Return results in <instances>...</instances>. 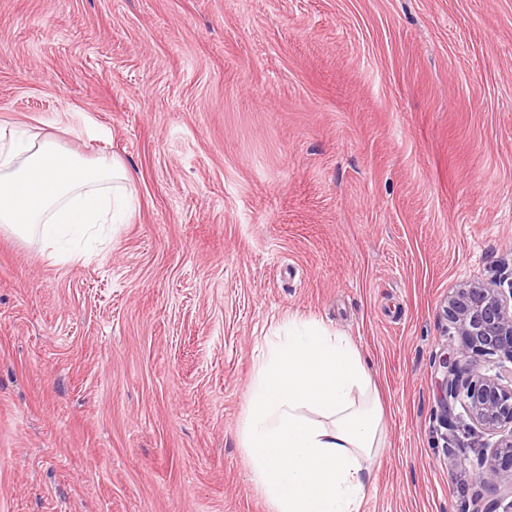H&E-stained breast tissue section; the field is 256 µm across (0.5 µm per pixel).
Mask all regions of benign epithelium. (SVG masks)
<instances>
[{
    "mask_svg": "<svg viewBox=\"0 0 512 512\" xmlns=\"http://www.w3.org/2000/svg\"><path fill=\"white\" fill-rule=\"evenodd\" d=\"M448 351L439 361V409L446 428L456 419V405L487 432L505 437L478 455L477 480L494 498L480 500L478 512H494L512 496V381L483 372L494 358L512 362V283L509 288L469 282L448 295ZM471 375L463 378L462 371Z\"/></svg>",
    "mask_w": 512,
    "mask_h": 512,
    "instance_id": "7a95c632",
    "label": "benign epithelium"
}]
</instances>
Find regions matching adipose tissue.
<instances>
[{
    "label": "adipose tissue",
    "mask_w": 512,
    "mask_h": 512,
    "mask_svg": "<svg viewBox=\"0 0 512 512\" xmlns=\"http://www.w3.org/2000/svg\"><path fill=\"white\" fill-rule=\"evenodd\" d=\"M131 184L117 160L89 163L50 137H11L0 145V228L71 259L75 232L123 222ZM382 434L367 365L348 338L311 322L267 337L243 444L273 512H359L363 464Z\"/></svg>",
    "instance_id": "1"
}]
</instances>
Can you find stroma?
I'll return each mask as SVG.
<instances>
[{
  "mask_svg": "<svg viewBox=\"0 0 512 512\" xmlns=\"http://www.w3.org/2000/svg\"><path fill=\"white\" fill-rule=\"evenodd\" d=\"M0 128L132 177L69 262L0 230V512H272L287 321L367 360L361 512H461L444 306L512 282V0H0Z\"/></svg>",
  "mask_w": 512,
  "mask_h": 512,
  "instance_id": "35a3bbf8",
  "label": "stroma"
}]
</instances>
